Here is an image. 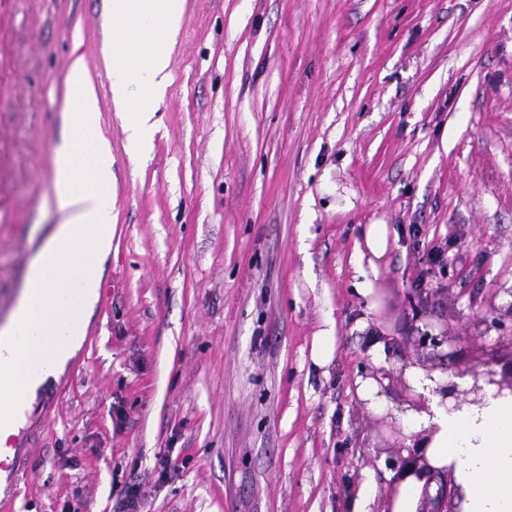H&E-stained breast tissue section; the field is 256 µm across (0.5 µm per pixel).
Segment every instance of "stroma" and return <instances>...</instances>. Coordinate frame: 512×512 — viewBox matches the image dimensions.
Wrapping results in <instances>:
<instances>
[{
    "instance_id": "stroma-1",
    "label": "stroma",
    "mask_w": 512,
    "mask_h": 512,
    "mask_svg": "<svg viewBox=\"0 0 512 512\" xmlns=\"http://www.w3.org/2000/svg\"><path fill=\"white\" fill-rule=\"evenodd\" d=\"M103 14L0 0V322L56 222L78 57L115 177L94 315L23 402L0 507L119 512L136 483L145 512H381L416 430L367 411L357 380L384 370L395 403L403 365L457 370L484 345L512 363V0H186L144 160L112 105ZM370 224L390 235L363 296Z\"/></svg>"
}]
</instances>
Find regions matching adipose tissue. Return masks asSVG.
<instances>
[{"mask_svg":"<svg viewBox=\"0 0 512 512\" xmlns=\"http://www.w3.org/2000/svg\"><path fill=\"white\" fill-rule=\"evenodd\" d=\"M185 0H107L105 19L126 34L121 48L105 44L112 104L129 114L127 141L144 156L156 128L151 98L166 88L170 51ZM99 98L82 58L65 78L66 132L53 150L57 220L30 263L31 277L15 309L0 325V368L12 375L0 387V409L35 395L57 378L86 333L99 296L103 261L112 247V147L98 133ZM414 390L429 396L427 409L396 412L402 425L427 430L431 479L400 482L388 512H418L423 497H437L439 478L460 487L461 512H512V396L486 394L482 404L452 412L438 389L443 372L410 367Z\"/></svg>","mask_w":512,"mask_h":512,"instance_id":"1","label":"adipose tissue"}]
</instances>
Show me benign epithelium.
I'll return each mask as SVG.
<instances>
[{
    "instance_id": "7a95c632",
    "label": "benign epithelium",
    "mask_w": 512,
    "mask_h": 512,
    "mask_svg": "<svg viewBox=\"0 0 512 512\" xmlns=\"http://www.w3.org/2000/svg\"><path fill=\"white\" fill-rule=\"evenodd\" d=\"M493 358L489 357L488 350L482 348L476 349L471 355L469 367L462 371L454 372V376L470 378V387L467 389L459 388V385L453 381L441 388V391L453 401L448 407V411L457 410L464 403L480 404L482 399L478 398L479 393L488 388H496L494 396H502L504 393L512 395V364L498 371L493 368ZM473 394L475 398L470 399L468 395ZM427 435L423 434L413 444L408 457L398 456L388 460L390 469L396 471L397 476L412 473L418 477L430 473L426 458L424 456V444Z\"/></svg>"
}]
</instances>
